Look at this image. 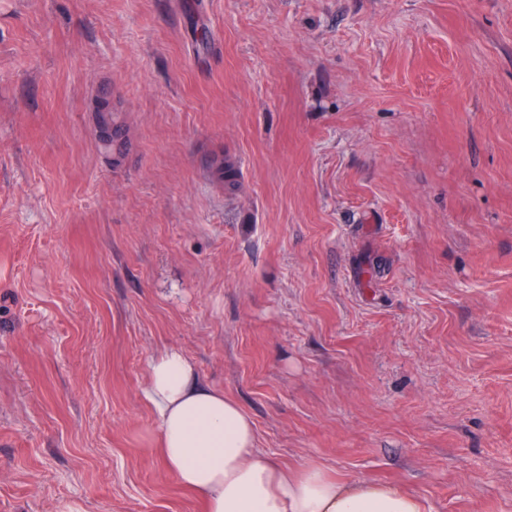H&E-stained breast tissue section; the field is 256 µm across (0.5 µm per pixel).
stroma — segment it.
I'll use <instances>...</instances> for the list:
<instances>
[{
	"mask_svg": "<svg viewBox=\"0 0 512 512\" xmlns=\"http://www.w3.org/2000/svg\"><path fill=\"white\" fill-rule=\"evenodd\" d=\"M169 346L284 466L512 512V0H0V512H205ZM94 110L98 117V123L102 125H110L112 126V131H115V134L119 139L105 138L99 135V141L102 146L109 151H112V159L118 161L121 157H123L125 151L127 150L129 138L127 134V127L123 118V113L114 108L112 104V111L107 110L105 107V103L101 100L100 96L96 98ZM224 160V156H216L207 162L209 178L217 185L224 187V191L232 193L238 185V171L235 165Z\"/></svg>",
	"mask_w": 512,
	"mask_h": 512,
	"instance_id": "1",
	"label": "stroma"
}]
</instances>
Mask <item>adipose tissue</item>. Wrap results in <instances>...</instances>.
<instances>
[{
    "label": "adipose tissue",
    "instance_id": "ef3b65f1",
    "mask_svg": "<svg viewBox=\"0 0 512 512\" xmlns=\"http://www.w3.org/2000/svg\"><path fill=\"white\" fill-rule=\"evenodd\" d=\"M144 399L165 468L206 512H430L424 499L397 486L340 479L316 462L281 467L259 450L241 405L203 386L179 348L150 358Z\"/></svg>",
    "mask_w": 512,
    "mask_h": 512
}]
</instances>
